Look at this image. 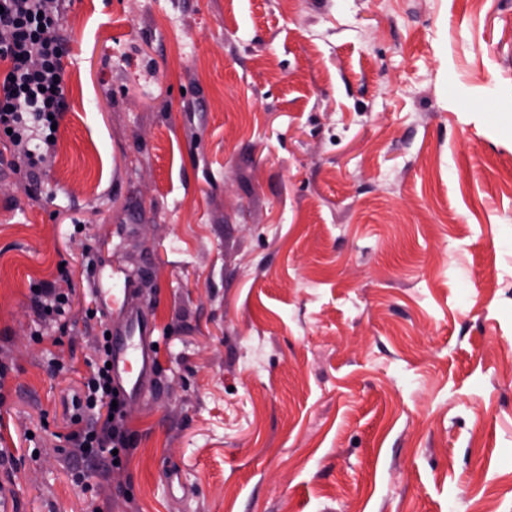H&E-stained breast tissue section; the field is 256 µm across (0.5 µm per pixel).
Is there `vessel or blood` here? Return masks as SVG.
I'll return each mask as SVG.
<instances>
[{
  "label": "vessel or blood",
  "instance_id": "b4317fda",
  "mask_svg": "<svg viewBox=\"0 0 512 512\" xmlns=\"http://www.w3.org/2000/svg\"><path fill=\"white\" fill-rule=\"evenodd\" d=\"M152 332L153 329L145 315L131 307L124 310L122 319L110 339L112 378L124 398L142 397L154 373Z\"/></svg>",
  "mask_w": 512,
  "mask_h": 512
}]
</instances>
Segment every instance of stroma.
I'll return each instance as SVG.
<instances>
[{
  "mask_svg": "<svg viewBox=\"0 0 512 512\" xmlns=\"http://www.w3.org/2000/svg\"><path fill=\"white\" fill-rule=\"evenodd\" d=\"M61 25L55 154L0 166V497L512 512V0H65ZM105 276L157 345L118 468L66 440ZM36 311L40 316L60 317L69 307V295L54 285L42 282L32 290Z\"/></svg>",
  "mask_w": 512,
  "mask_h": 512,
  "instance_id": "35a3bbf8",
  "label": "stroma"
}]
</instances>
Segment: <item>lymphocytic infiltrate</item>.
Instances as JSON below:
<instances>
[{
    "mask_svg": "<svg viewBox=\"0 0 512 512\" xmlns=\"http://www.w3.org/2000/svg\"><path fill=\"white\" fill-rule=\"evenodd\" d=\"M61 0H0V59L9 68L0 78V145L11 154L14 171L34 172L53 153L54 118L60 117L65 97L64 38L60 25ZM112 376L98 365L73 398L69 435L74 455L112 459L124 450L123 406L114 405ZM110 407L104 428L83 426L86 413Z\"/></svg>",
    "mask_w": 512,
    "mask_h": 512,
    "instance_id": "obj_1",
    "label": "lymphocytic infiltrate"
}]
</instances>
